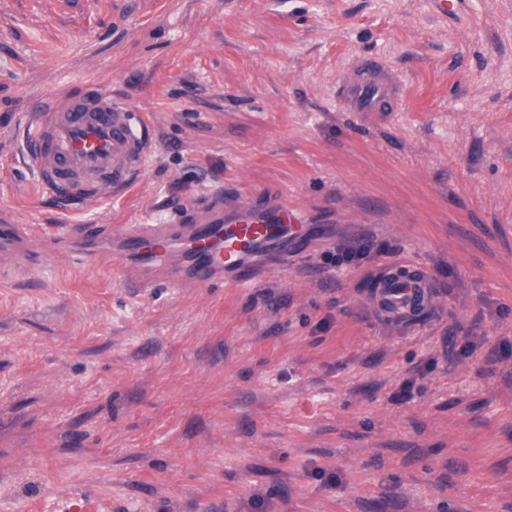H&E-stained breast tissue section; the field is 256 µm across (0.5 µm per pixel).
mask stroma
Wrapping results in <instances>:
<instances>
[{
    "label": "stroma",
    "mask_w": 512,
    "mask_h": 512,
    "mask_svg": "<svg viewBox=\"0 0 512 512\" xmlns=\"http://www.w3.org/2000/svg\"><path fill=\"white\" fill-rule=\"evenodd\" d=\"M363 56L394 111L339 110ZM88 85L155 141L123 199L66 215L20 124ZM2 168L0 208L58 235L221 193L288 199L307 237L247 289L0 262V512H512V0H0ZM400 259L432 285L404 324L370 305ZM451 336V346L456 357H469L476 349V340L471 329L458 327Z\"/></svg>",
    "instance_id": "stroma-1"
}]
</instances>
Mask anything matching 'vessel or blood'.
<instances>
[{
  "mask_svg": "<svg viewBox=\"0 0 512 512\" xmlns=\"http://www.w3.org/2000/svg\"><path fill=\"white\" fill-rule=\"evenodd\" d=\"M401 82L378 59H358L341 76L337 99L346 112H383L401 95ZM150 123L111 93L97 88L66 95L31 117L22 150L43 194L68 205L119 197L144 173L152 151ZM296 210L280 199L256 207L243 197L233 204L213 194L191 224L156 221L120 224L112 230L118 278L133 288L161 282L171 288L251 287L258 270L287 269L301 252ZM40 240L43 257L59 258L60 241L35 226L0 215V258L19 261L27 244ZM376 302L390 318H408L429 285L415 273L377 279Z\"/></svg>",
  "mask_w": 512,
  "mask_h": 512,
  "instance_id": "obj_1",
  "label": "vessel or blood"
}]
</instances>
